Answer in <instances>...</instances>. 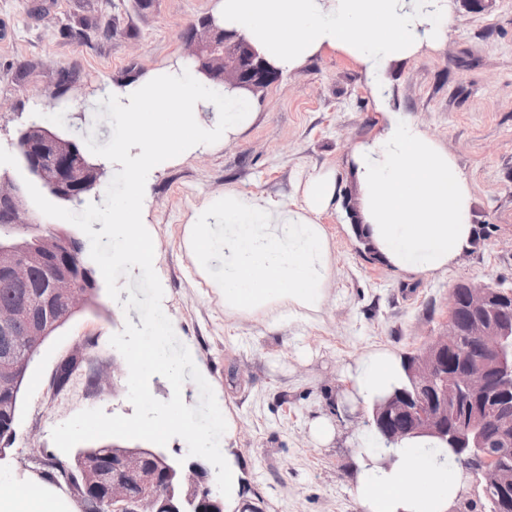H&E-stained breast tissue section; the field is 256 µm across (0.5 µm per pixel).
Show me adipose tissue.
<instances>
[{"label":"adipose tissue","instance_id":"1","mask_svg":"<svg viewBox=\"0 0 512 512\" xmlns=\"http://www.w3.org/2000/svg\"><path fill=\"white\" fill-rule=\"evenodd\" d=\"M448 21L446 0H224L222 15L225 29L245 36L275 68L292 69L331 48L357 60L375 86L385 63L414 54ZM154 101L163 102L167 121L141 140L152 161L213 139L212 126L184 121V114L223 113L228 134L252 115L242 92L211 86L189 69L164 70L112 93L116 109L132 120ZM353 163L363 231L394 270L429 276L471 249L476 232L469 187L448 154L407 116L385 113L380 133L361 146ZM330 197L328 182L317 178L302 213L232 191L213 202L224 215V237L216 239L201 224L193 246L204 261L224 259L225 311L255 313L282 303L308 312L320 308L332 256L323 225L311 215ZM403 378L394 351H373L347 369L346 399L355 408L372 406ZM354 446L351 492L361 512H451L469 481L450 449L433 437L390 445L369 427L355 435Z\"/></svg>","mask_w":512,"mask_h":512}]
</instances>
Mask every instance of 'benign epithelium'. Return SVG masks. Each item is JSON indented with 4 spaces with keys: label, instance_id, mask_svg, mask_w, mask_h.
Here are the masks:
<instances>
[{
    "label": "benign epithelium",
    "instance_id": "obj_1",
    "mask_svg": "<svg viewBox=\"0 0 512 512\" xmlns=\"http://www.w3.org/2000/svg\"><path fill=\"white\" fill-rule=\"evenodd\" d=\"M187 42L192 55L200 60L210 55L224 64L222 80L231 89L252 93L264 90L275 79L277 70L264 63L245 40L230 41L225 30L209 20L192 28ZM19 146L25 153L32 176L56 197L70 200L95 185L103 170L83 160L70 164L74 152L64 135L41 126L23 130ZM24 188L13 181H0V201L12 206L17 227L12 236L0 240V269L16 283L25 284L30 266L40 260L74 257L76 236L65 227H53L46 233L27 234L25 225L32 223L23 208ZM90 270L80 258L67 263L55 276L52 295L63 303L62 314L49 315L32 324L27 335L18 341L27 348L22 363H0V393L17 405L18 394L29 363L44 342L76 314L88 307L96 295V284ZM465 296L458 301L457 290L448 298V317L442 331L420 351L408 357L405 365L408 386L376 402L372 421L382 427L387 438L400 441L414 435L434 436L450 443L457 461L477 475V489L467 501L486 503L490 512H512V464L504 458L512 455V403L500 395L503 381L512 383V322L498 316L512 307V291H501L487 285L463 284ZM468 314L462 320L460 311ZM467 337L470 347L460 364L448 368L445 355ZM123 373L121 364L100 365L96 370V386L110 384ZM409 415L411 424L400 428L394 419ZM502 437L503 447H490V432ZM114 455L135 477L142 493L129 497L119 481L107 485L106 500L113 512H184L191 506L195 512H224V500L203 486L204 475L199 464L164 465L165 473L140 466V459L162 454L151 448L113 445ZM77 473L72 495L80 501L84 492L99 479L92 452L84 449L74 460Z\"/></svg>",
    "mask_w": 512,
    "mask_h": 512
}]
</instances>
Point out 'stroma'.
Listing matches in <instances>:
<instances>
[{
    "instance_id": "obj_1",
    "label": "stroma",
    "mask_w": 512,
    "mask_h": 512,
    "mask_svg": "<svg viewBox=\"0 0 512 512\" xmlns=\"http://www.w3.org/2000/svg\"><path fill=\"white\" fill-rule=\"evenodd\" d=\"M223 0H0V180H21V130L42 126L76 144L109 142L97 119L101 99L162 69L190 67L186 35L200 18H219ZM444 35L414 55L387 62L375 90L349 55L327 49L252 98L254 119L230 137L155 166L142 209L159 255L162 308L178 339L235 422L247 512H360L350 493L353 435L366 411L351 410L344 374L357 358L386 347L401 356L436 336L460 282L512 290V0H448ZM403 113L453 159L471 190L476 243L448 271L415 278L360 251L349 226L359 219L354 149L378 134L381 115ZM339 191L317 214L333 273L318 311L272 324L263 313L224 310V265L201 263L193 225L224 235L210 208L232 190L284 210L305 206L311 175ZM96 283L94 306L46 340L23 381L16 439L0 476L40 485L38 464L59 456L52 429L84 409L130 416L127 381L115 390L54 394L57 362L79 344L90 359L117 354L109 339L141 325L128 299ZM331 418L336 436L316 443L310 423Z\"/></svg>"
}]
</instances>
